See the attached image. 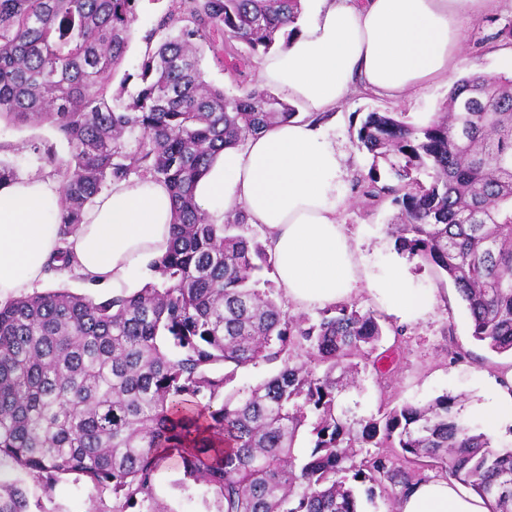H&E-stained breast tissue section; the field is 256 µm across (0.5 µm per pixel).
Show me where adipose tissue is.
<instances>
[{"instance_id": "obj_1", "label": "adipose tissue", "mask_w": 512, "mask_h": 512, "mask_svg": "<svg viewBox=\"0 0 512 512\" xmlns=\"http://www.w3.org/2000/svg\"><path fill=\"white\" fill-rule=\"evenodd\" d=\"M487 0H319L281 51L264 55L258 76L303 112H330L350 94L369 90L394 99L447 78L465 39L466 15ZM343 156L311 122L276 124L242 148L220 153L195 188L215 223L244 210L262 229L278 283L301 308L324 307L367 291L403 323L418 321L435 300L414 288L393 263L368 276L336 214L344 198ZM54 181L24 176L0 182V304L41 287L60 245L93 287H127L144 264L170 245L173 205L168 187L130 178L97 196L83 224L61 239L54 221ZM398 512H488L485 500L431 479L402 495Z\"/></svg>"}]
</instances>
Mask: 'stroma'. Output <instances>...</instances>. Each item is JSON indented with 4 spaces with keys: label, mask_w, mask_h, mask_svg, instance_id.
I'll list each match as a JSON object with an SVG mask.
<instances>
[{
    "label": "stroma",
    "mask_w": 512,
    "mask_h": 512,
    "mask_svg": "<svg viewBox=\"0 0 512 512\" xmlns=\"http://www.w3.org/2000/svg\"><path fill=\"white\" fill-rule=\"evenodd\" d=\"M168 0H141L124 60L115 77L134 73L146 49L145 36L155 20L167 8ZM512 21V0H490L479 16L466 20V38L458 63L447 79L436 81L406 97L394 100L373 93L348 96L327 122L325 131L344 156V203L337 219L359 247L366 270L383 275L389 265L403 259L394 239L386 232L397 214L390 203L368 205L352 192L356 177L367 172L369 162L353 143L350 125L353 113L374 109L401 113L404 120L426 124L448 100L453 81L470 73L512 74L506 60L512 56V43L494 40L498 27ZM49 127L16 126L0 122V160L13 165L18 174L49 177L51 167L40 151L50 141ZM414 287L432 293L436 303L432 311L415 323L406 325L399 348V364L394 374L379 379L366 370L358 388L341 393L338 411L347 421L366 419L377 414L386 401L424 405L447 394L456 397L455 410L465 423L490 434L497 447L512 448V423L494 422L480 415L476 407L484 400L487 385L501 381L512 369V357L500 355L477 342L471 335L470 317L452 282L436 277L419 259H405ZM461 351L454 359L453 351ZM181 470L162 468L157 474L156 495L166 512H217L216 496L202 485L180 486ZM18 484L27 491V512H112V497L95 491L85 477L61 476L53 490H45L37 474L22 470L11 459L0 458V485Z\"/></svg>",
    "instance_id": "stroma-1"
}]
</instances>
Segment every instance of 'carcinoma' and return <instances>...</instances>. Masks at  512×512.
<instances>
[{"label": "carcinoma", "instance_id": "carcinoma-1", "mask_svg": "<svg viewBox=\"0 0 512 512\" xmlns=\"http://www.w3.org/2000/svg\"><path fill=\"white\" fill-rule=\"evenodd\" d=\"M139 2L0 0V120L47 124L68 149L61 160L44 146L61 242L133 173L166 183L173 202L169 249L137 291L51 290L0 307V456L49 489L80 474L112 494L113 512H165L155 496L165 461L214 488L219 512H358L353 483L388 499L429 469L489 512H512V448L463 423L454 398L386 408L357 427L336 415V371L347 386L363 367L392 375L399 346L383 342L404 329L346 300L316 320L288 314L257 288L272 255L247 215L216 224L194 199L218 153L297 116L250 69L277 35L298 34L301 0H171L112 93ZM206 47L237 93L203 79ZM353 140L371 159L354 189L398 207L397 250L453 283L475 340L512 355V77L458 79L423 126L370 111ZM260 363L278 369L225 392ZM26 507L18 485L0 495V512Z\"/></svg>", "mask_w": 512, "mask_h": 512}]
</instances>
